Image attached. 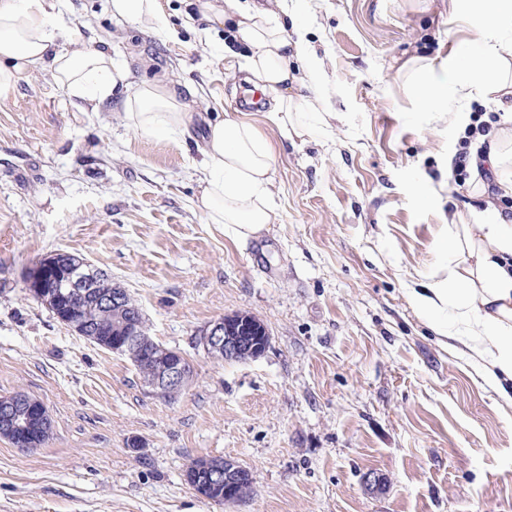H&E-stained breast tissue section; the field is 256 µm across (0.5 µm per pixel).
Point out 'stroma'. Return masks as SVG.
<instances>
[{
    "label": "stroma",
    "instance_id": "1",
    "mask_svg": "<svg viewBox=\"0 0 512 512\" xmlns=\"http://www.w3.org/2000/svg\"><path fill=\"white\" fill-rule=\"evenodd\" d=\"M68 4L87 38L111 36L128 91L161 79L191 125L256 127L277 150L275 210L244 242L209 223L195 148L135 130L122 96L82 105L39 71L0 93V396L36 398L52 421L32 450L0 437V512H512V402L411 298L441 264L449 213L480 205L450 178L455 129L402 70L447 61L463 35L448 0H286L325 61L310 96L336 115L290 140L267 102L239 106L230 27L200 40L184 0H163L175 39L137 22L115 38L107 0ZM57 252L140 303L149 336L191 367L181 394L154 395L127 357L32 297L29 266ZM234 313L267 327L259 358L200 344ZM203 456L247 466L252 493L228 506L196 494L185 472Z\"/></svg>",
    "mask_w": 512,
    "mask_h": 512
}]
</instances>
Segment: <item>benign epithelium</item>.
<instances>
[{
    "label": "benign epithelium",
    "mask_w": 512,
    "mask_h": 512,
    "mask_svg": "<svg viewBox=\"0 0 512 512\" xmlns=\"http://www.w3.org/2000/svg\"><path fill=\"white\" fill-rule=\"evenodd\" d=\"M61 254L54 253L40 258L27 272L28 287L35 289L38 299L49 294L54 300L77 304L87 292H95L97 301L105 307L124 310L125 291L112 285V280L97 268L84 262L70 264L63 268L57 282L48 281L47 273L60 267ZM241 316L230 315L211 321L200 336V344L205 352L226 361L253 360L264 354V350L254 344V338L236 326ZM112 352L127 357L137 363L143 357L154 361L153 375L145 385L158 395L172 388H180L189 380L187 361L175 350H168L140 330L136 315L122 317L120 325L112 328ZM48 410L39 401H19L7 399L0 404V421L9 426L16 441L22 446L37 445L46 435ZM224 475V497L232 493L233 480L248 478L246 469L226 460L224 470L216 469L214 476Z\"/></svg>",
    "instance_id": "obj_1"
}]
</instances>
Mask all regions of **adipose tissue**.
<instances>
[{
	"label": "adipose tissue",
	"mask_w": 512,
	"mask_h": 512,
	"mask_svg": "<svg viewBox=\"0 0 512 512\" xmlns=\"http://www.w3.org/2000/svg\"><path fill=\"white\" fill-rule=\"evenodd\" d=\"M284 2L264 0L242 10L235 0H198L196 8L210 24L232 19L233 38L247 50L245 79L268 97L283 136L291 138L309 134L300 110L311 102L289 87L319 82L324 62L300 38L299 27L281 20ZM107 10L116 26L141 22L158 37L174 34L161 0H107ZM448 18L467 20L469 38L453 46L445 66L411 62L407 81L421 108L447 111L460 133L471 122L461 103L482 97L502 110V126L473 160L495 174L503 192H512V0H448ZM84 27L73 12L47 0H0V90L44 71L71 97L93 105L110 101L129 68L113 60L109 40L85 39ZM296 60L303 62L304 76L293 71ZM125 109L129 123L144 134L194 143L202 158L200 205L210 223L223 225L236 240L257 236L270 224L276 154L254 126L229 117L211 120L204 138H196L176 88L152 81L134 91ZM475 188L484 208L452 215L444 225L437 243L441 267L413 299L431 328L467 353L497 387L512 382V217L483 181Z\"/></svg>",
	"instance_id": "ef3b65f1"
}]
</instances>
